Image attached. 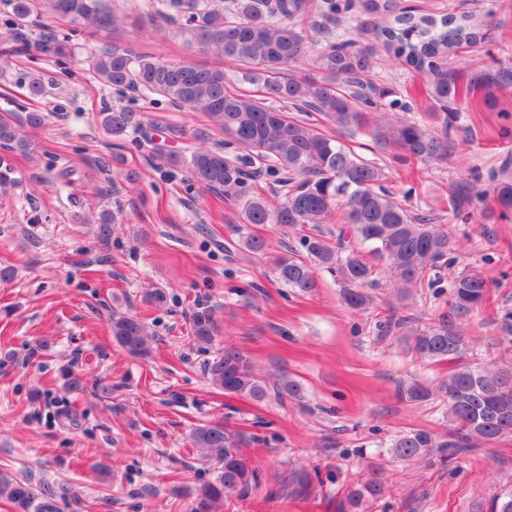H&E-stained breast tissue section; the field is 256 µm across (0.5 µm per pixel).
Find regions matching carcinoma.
I'll use <instances>...</instances> for the list:
<instances>
[{
	"label": "carcinoma",
	"mask_w": 512,
	"mask_h": 512,
	"mask_svg": "<svg viewBox=\"0 0 512 512\" xmlns=\"http://www.w3.org/2000/svg\"><path fill=\"white\" fill-rule=\"evenodd\" d=\"M19 26L44 11L85 21L99 28L118 23L108 0H6ZM155 22L177 27L189 44L208 48L239 67L236 81L221 68L164 61L117 46L100 51L93 62L98 81L116 91L141 90L165 98L170 104L208 114L224 130V148L200 147L178 156L160 151L156 160L183 166L191 180L240 205L245 224H300L311 233L300 239L307 258L291 253L276 258L278 281L303 294L316 288L312 264L336 273L342 300L353 311L370 304L366 287L375 281L378 260L397 285L399 298L412 289L432 285L431 273L455 252L456 242L440 224L414 217L384 187V169L363 159L338 141L285 110L306 108L320 113L338 129L370 124L380 99L391 91L370 86L376 48L357 41L336 39L318 53L315 66L322 78L299 77L289 70L306 52L305 37L296 27L316 14L318 32L353 11L382 19L374 25L375 38L384 51L409 69L423 73L428 82L432 112L443 113V125L456 119L460 107L471 104L472 84L486 96L506 84L512 73L486 68L468 83L448 71V58L460 51L472 53L486 34L477 31L473 15L424 13L394 0H155ZM37 49L49 57L71 53L69 41L44 36ZM247 83L243 91L233 83ZM102 126L114 137L146 134L143 115L131 109L101 113ZM374 138L392 144L403 159L426 160L448 154V141L415 120L399 119L374 126ZM0 146L25 152L29 141L10 112L0 113ZM284 188L275 204L250 194L255 164ZM494 202L503 216L512 213V178L491 174ZM324 224L337 225L326 232ZM486 279L472 271L454 276L448 309L434 322L403 325L404 341L419 360L450 364L437 387L419 382L401 387L402 398L424 403L440 395L446 399L454 424L449 438L440 440L425 430H411L393 442L391 454L402 461H427L451 466L481 444L512 437V362L481 366L467 361V341L456 321L485 302ZM193 341L203 350L216 340L214 311L202 306L190 321ZM112 339L133 356L151 353L154 335L144 319L112 312ZM212 384L227 396H246L255 402L269 397L266 381L257 376L251 361L237 348L226 346L205 366ZM191 445L200 455L220 464L218 476L197 490L192 512H216L224 497L250 495L260 487L259 469L241 448L240 433L215 422L196 428ZM386 493L375 470L355 482L349 504L358 509L374 504ZM0 500L15 512H60L58 495L30 478L17 479L0 471ZM489 512H512V491L492 495Z\"/></svg>",
	"instance_id": "obj_1"
}]
</instances>
